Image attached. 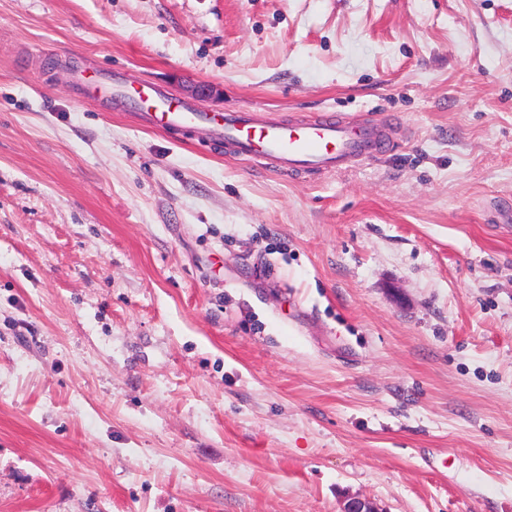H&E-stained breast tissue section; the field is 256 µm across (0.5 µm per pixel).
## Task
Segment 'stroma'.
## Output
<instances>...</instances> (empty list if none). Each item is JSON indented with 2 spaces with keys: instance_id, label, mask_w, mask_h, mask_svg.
<instances>
[{
  "instance_id": "stroma-1",
  "label": "stroma",
  "mask_w": 512,
  "mask_h": 512,
  "mask_svg": "<svg viewBox=\"0 0 512 512\" xmlns=\"http://www.w3.org/2000/svg\"><path fill=\"white\" fill-rule=\"evenodd\" d=\"M384 122L289 173L93 98ZM512 0H0V512H512Z\"/></svg>"
}]
</instances>
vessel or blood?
Segmentation results:
<instances>
[{"label":"vessel or blood","instance_id":"b4317fda","mask_svg":"<svg viewBox=\"0 0 512 512\" xmlns=\"http://www.w3.org/2000/svg\"><path fill=\"white\" fill-rule=\"evenodd\" d=\"M91 93L112 91L145 106L146 126L152 128H202L231 142L239 155L278 162L289 171H328L384 148L381 124H364L331 118H304L288 122L261 121L246 109L207 112L185 104L162 91L143 85L127 88L121 77L92 78Z\"/></svg>","mask_w":512,"mask_h":512}]
</instances>
